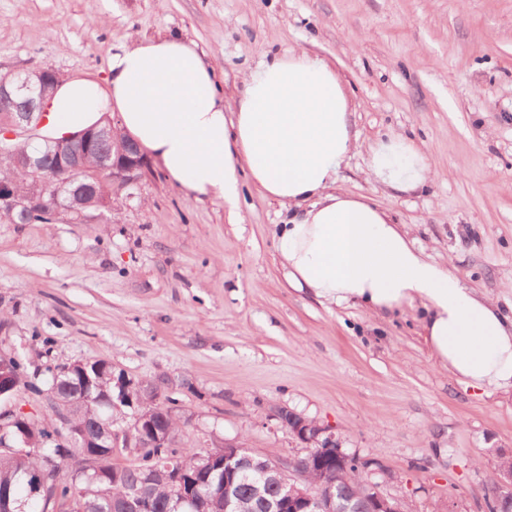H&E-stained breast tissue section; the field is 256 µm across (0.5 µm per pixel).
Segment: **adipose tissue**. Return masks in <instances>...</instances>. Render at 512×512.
<instances>
[{
    "instance_id": "1",
    "label": "adipose tissue",
    "mask_w": 512,
    "mask_h": 512,
    "mask_svg": "<svg viewBox=\"0 0 512 512\" xmlns=\"http://www.w3.org/2000/svg\"><path fill=\"white\" fill-rule=\"evenodd\" d=\"M106 83L68 78L50 127L71 132L118 112L131 136L188 195L236 209L241 178L285 214L277 249L289 284L375 313L421 303L437 364L477 389L512 388V316L416 249L371 199L336 184L355 147L351 99L335 68L298 49L268 59L226 98L213 68L177 36L130 37ZM370 178L422 191L433 173L422 147L392 133L368 149Z\"/></svg>"
}]
</instances>
